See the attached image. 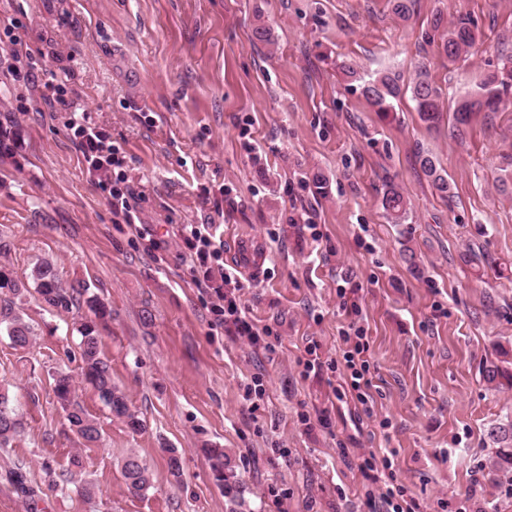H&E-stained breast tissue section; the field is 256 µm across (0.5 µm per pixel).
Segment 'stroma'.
<instances>
[{
  "label": "stroma",
  "mask_w": 512,
  "mask_h": 512,
  "mask_svg": "<svg viewBox=\"0 0 512 512\" xmlns=\"http://www.w3.org/2000/svg\"><path fill=\"white\" fill-rule=\"evenodd\" d=\"M1 9L26 13L21 34L46 68L25 84L0 63V263L24 281L52 258L65 284L90 285L111 309L102 353L143 428L132 432L79 383L80 314L27 292L29 344L0 329V389L23 423L0 448V512H271L275 493L288 512H373L358 455L388 449L424 512H460L470 494L476 512H512V472L492 469L488 436L512 419V389H489L482 374L498 350L512 353V196L498 189L512 179V91L462 140L427 128L409 91L421 65L449 104L493 73L512 54V0H413L405 21L390 0H0ZM437 13L476 20L482 40L467 62L439 55L429 38ZM259 21L271 42L254 39ZM342 61L364 76L400 75L389 119L340 73ZM59 68L118 147L146 223L216 224L228 264L236 245L257 246L263 263L244 273L242 299L277 334L274 350L211 327L175 243L151 250L115 223L67 113L39 101L46 70ZM421 151L447 172L450 196L432 189ZM389 184L409 202L400 224L382 207ZM306 209L321 242L299 233ZM345 277L362 286L361 315L337 295ZM352 324L370 343L374 422L337 401L331 371L306 378L297 364L312 341L335 356ZM62 373L98 422L95 446L58 403ZM255 376L265 395L253 413L242 395ZM212 448L231 458L232 489L206 462ZM131 452L153 475L142 496L121 474ZM73 454L82 465L70 470ZM17 466L35 497L11 482Z\"/></svg>",
  "instance_id": "stroma-1"
}]
</instances>
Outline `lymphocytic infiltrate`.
Listing matches in <instances>:
<instances>
[{
	"label": "lymphocytic infiltrate",
	"instance_id": "1",
	"mask_svg": "<svg viewBox=\"0 0 512 512\" xmlns=\"http://www.w3.org/2000/svg\"><path fill=\"white\" fill-rule=\"evenodd\" d=\"M22 23L15 17L0 20V34L4 35L5 52L11 65L8 69L13 81H31L36 70L43 68L44 58L37 55L20 35ZM51 111L69 113L67 127L77 140L87 162L96 168L120 165L118 149L107 135L91 127L86 112L81 111L78 95L68 77L50 73L39 95ZM108 203L113 216L134 229L137 237L150 239L152 246H160L155 232L142 221L134 190L130 186H112ZM182 258L188 262L200 293L211 300V324L225 335L246 342L253 349L272 350L270 328L258 327L248 317L241 299L243 284L238 271L224 262V242L213 224H187L177 232ZM344 349L340 358L322 359L317 344L306 346L304 372L320 369L331 371L344 368V382L335 389L338 402H353L365 415L373 413L372 381L369 377V341L361 330L342 331ZM390 457L376 459L374 454L360 456L359 469L376 491L378 512H422L419 500L408 495L403 486L394 482L390 472Z\"/></svg>",
	"mask_w": 512,
	"mask_h": 512
}]
</instances>
